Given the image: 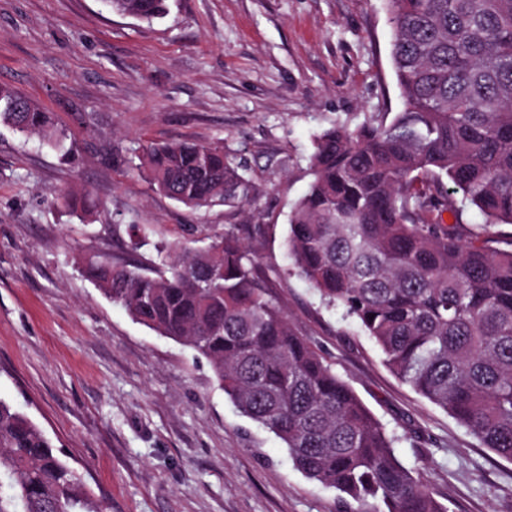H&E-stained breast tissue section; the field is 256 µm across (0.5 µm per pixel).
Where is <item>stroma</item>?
I'll return each mask as SVG.
<instances>
[{
	"label": "stroma",
	"instance_id": "stroma-1",
	"mask_svg": "<svg viewBox=\"0 0 512 512\" xmlns=\"http://www.w3.org/2000/svg\"><path fill=\"white\" fill-rule=\"evenodd\" d=\"M169 4L147 24L103 0H0V85L67 136L58 150L0 123V399L107 512H343L336 489L236 409L205 357L135 321L76 264L96 254L150 273L233 227L294 328L448 512H512V461L396 378L287 256L316 135L402 108L384 0ZM184 139L241 160L255 209L191 210L133 173L143 147Z\"/></svg>",
	"mask_w": 512,
	"mask_h": 512
}]
</instances>
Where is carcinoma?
Masks as SVG:
<instances>
[{
	"label": "carcinoma",
	"instance_id": "cac0c4a2",
	"mask_svg": "<svg viewBox=\"0 0 512 512\" xmlns=\"http://www.w3.org/2000/svg\"><path fill=\"white\" fill-rule=\"evenodd\" d=\"M169 0H108L151 23ZM403 100L387 120L316 137L311 181L288 217L294 269L341 306L389 369L512 460V0H385ZM0 123L62 140L51 113L0 86ZM138 171L192 209L252 204L245 166L218 143L152 144ZM462 204L468 236L443 223ZM82 271L135 321L205 356L246 417L274 433L345 512H447L397 439L297 333L234 231L151 274L98 255ZM0 512H104L24 414L0 399Z\"/></svg>",
	"mask_w": 512,
	"mask_h": 512
}]
</instances>
